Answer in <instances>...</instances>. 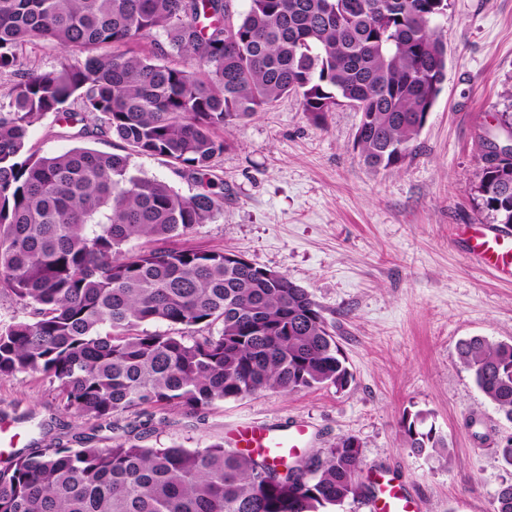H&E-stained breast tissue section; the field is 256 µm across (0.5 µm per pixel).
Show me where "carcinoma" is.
I'll return each instance as SVG.
<instances>
[{"instance_id": "cac0c4a2", "label": "carcinoma", "mask_w": 512, "mask_h": 512, "mask_svg": "<svg viewBox=\"0 0 512 512\" xmlns=\"http://www.w3.org/2000/svg\"><path fill=\"white\" fill-rule=\"evenodd\" d=\"M447 9L448 0H250L235 18L231 0H0V74L16 77L0 103V291L24 311L0 322V377L41 373L60 383L65 411L108 425L144 407L195 411L263 390L344 388L351 373L310 292L231 252L169 242L219 211L217 132L284 97L300 98L321 128L328 113L353 108L363 162L399 167L446 77L434 21ZM152 32L165 37L153 56L134 54ZM40 43L84 59L29 69ZM175 54L197 69L171 63ZM48 112L68 114L81 137H115L125 153L28 150ZM133 153L167 159L202 191L187 198L142 175ZM481 160L477 206L511 226L512 159L486 150ZM142 238L147 246H129ZM456 351L512 422V343L473 336ZM426 419L403 418L409 447L450 461ZM136 429L106 448L86 436L77 448L11 453L0 512H331L361 493L353 435L282 476L283 460L222 442L149 447ZM492 512H512V482Z\"/></svg>"}]
</instances>
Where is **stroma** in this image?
<instances>
[{"mask_svg":"<svg viewBox=\"0 0 512 512\" xmlns=\"http://www.w3.org/2000/svg\"><path fill=\"white\" fill-rule=\"evenodd\" d=\"M437 31L448 45L446 80L399 168L363 163L357 112L336 108L321 129L291 96L225 128L227 146L213 162L224 181L222 207L175 241L239 254L306 288L336 323L351 381L340 390L261 391L194 412L170 407L145 445L203 447L254 422L276 430L303 423L311 439L300 457H321L352 435L362 445L358 481L366 487L393 483L417 512H491L495 492L512 481L498 455L512 423L485 400L456 345L477 335L512 340V284L467 258L457 227L488 221L472 186L484 138L502 113L512 114V0H448ZM30 142L42 155L121 146L112 137L78 138L55 113L34 123ZM130 161L183 196L200 190L164 158ZM418 412L446 438L450 462L409 448L402 419ZM1 422V461L79 435H92L96 447L112 443V428L64 411L57 382L35 373L0 378Z\"/></svg>","mask_w":512,"mask_h":512,"instance_id":"stroma-1","label":"stroma"}]
</instances>
